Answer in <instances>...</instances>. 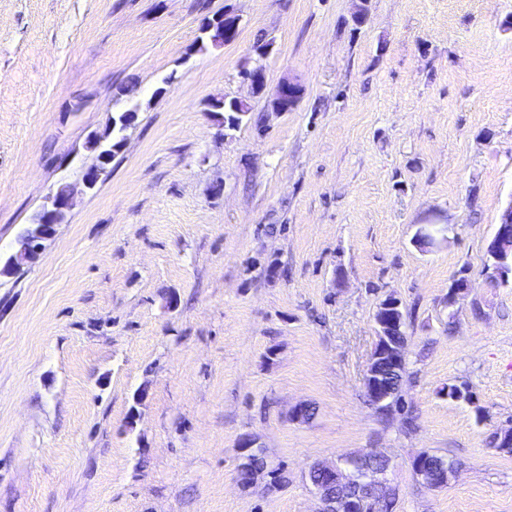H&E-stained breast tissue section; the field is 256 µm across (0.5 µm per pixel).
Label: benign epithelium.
<instances>
[{
  "label": "benign epithelium",
  "instance_id": "obj_1",
  "mask_svg": "<svg viewBox=\"0 0 512 512\" xmlns=\"http://www.w3.org/2000/svg\"><path fill=\"white\" fill-rule=\"evenodd\" d=\"M241 18L236 15L219 14L210 21L204 32L210 34L215 43H231L239 33ZM302 88L290 79L283 80L271 101L272 109L277 113L291 111L301 97ZM111 133L94 137L96 147L95 163L83 169L82 181L88 190H93L103 182L109 174L112 155L122 151L125 139H120L117 146H112ZM72 206V189L66 183H61L55 191L45 199L38 211L39 222L29 224L21 235V248L9 254L5 261L34 262L44 248V242L51 239L55 226L62 223ZM488 252L495 260L488 268L490 278L503 285L509 283L512 276V263L506 264L507 256L512 255V204L501 215L494 236L488 246ZM377 344L364 374V391L367 401L376 409L384 407L391 400V391L386 383V370L383 358L391 357L398 364H406V327L398 298L388 295L379 300L374 314ZM365 460H379L386 467L371 470L363 465L355 469L339 468L334 464L318 462L313 468L327 475L331 481L347 484L356 490L342 499L341 505L330 500L328 493L320 486L315 487L319 504L317 512H378V505L373 496L367 494V489H375L379 497L389 502H395V492L387 482L388 464L390 459L384 453L370 450Z\"/></svg>",
  "mask_w": 512,
  "mask_h": 512
}]
</instances>
